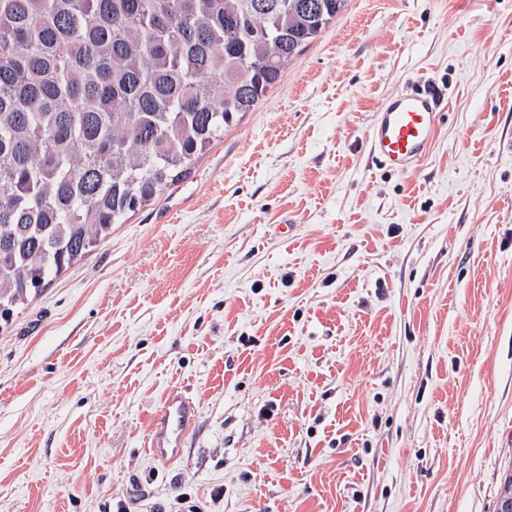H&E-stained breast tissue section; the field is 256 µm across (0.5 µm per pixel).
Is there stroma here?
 Returning a JSON list of instances; mask_svg holds the SVG:
<instances>
[{
	"mask_svg": "<svg viewBox=\"0 0 512 512\" xmlns=\"http://www.w3.org/2000/svg\"><path fill=\"white\" fill-rule=\"evenodd\" d=\"M410 86L442 116L397 175L367 135ZM174 388L199 415L164 464ZM511 469L512 0H347L0 324V512H495ZM198 416L194 402L178 390H171L153 414L148 434L151 455L161 462L179 459L192 435Z\"/></svg>",
	"mask_w": 512,
	"mask_h": 512,
	"instance_id": "obj_1",
	"label": "stroma"
}]
</instances>
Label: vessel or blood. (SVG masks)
I'll return each instance as SVG.
<instances>
[{
    "instance_id": "obj_1",
    "label": "vessel or blood",
    "mask_w": 512,
    "mask_h": 512,
    "mask_svg": "<svg viewBox=\"0 0 512 512\" xmlns=\"http://www.w3.org/2000/svg\"><path fill=\"white\" fill-rule=\"evenodd\" d=\"M440 122L439 99L426 88H414L387 99L373 115L369 155L391 171L412 172L426 156ZM198 416L194 402L171 390L154 413L148 448L158 461L179 459L192 435Z\"/></svg>"
}]
</instances>
